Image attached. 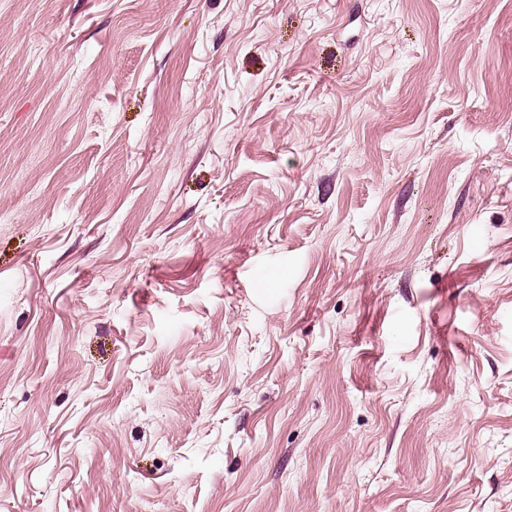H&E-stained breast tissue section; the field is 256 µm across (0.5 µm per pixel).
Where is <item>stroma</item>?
Masks as SVG:
<instances>
[{
	"mask_svg": "<svg viewBox=\"0 0 512 512\" xmlns=\"http://www.w3.org/2000/svg\"><path fill=\"white\" fill-rule=\"evenodd\" d=\"M0 512H512V0H0Z\"/></svg>",
	"mask_w": 512,
	"mask_h": 512,
	"instance_id": "35a3bbf8",
	"label": "stroma"
}]
</instances>
